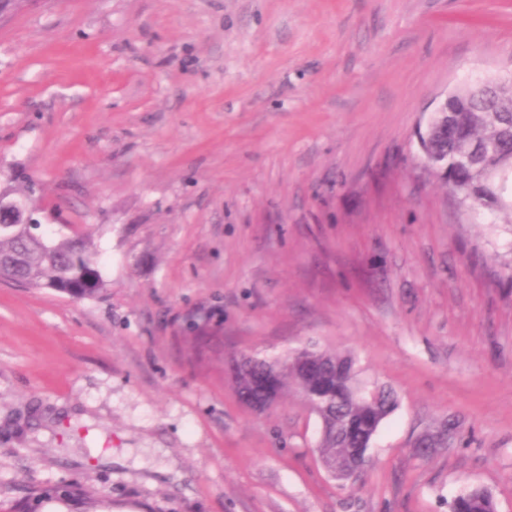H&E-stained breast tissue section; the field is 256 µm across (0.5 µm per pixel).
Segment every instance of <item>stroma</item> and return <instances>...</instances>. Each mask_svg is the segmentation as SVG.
Instances as JSON below:
<instances>
[{
    "instance_id": "obj_1",
    "label": "stroma",
    "mask_w": 512,
    "mask_h": 512,
    "mask_svg": "<svg viewBox=\"0 0 512 512\" xmlns=\"http://www.w3.org/2000/svg\"><path fill=\"white\" fill-rule=\"evenodd\" d=\"M512 74V0H23L0 17V177L100 254L74 300L0 281V512H512V234L418 133ZM206 337L197 346V337ZM313 341L397 399L356 482L294 392L226 362ZM453 434L422 458L438 420ZM53 498H92L88 493L79 485H69L60 487L57 485H47L27 500L24 510L22 512H37L40 505L47 499ZM492 493L480 487L468 489L453 500L452 512H495Z\"/></svg>"
}]
</instances>
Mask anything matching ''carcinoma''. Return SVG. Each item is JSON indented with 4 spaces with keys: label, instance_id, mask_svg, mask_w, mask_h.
<instances>
[{
    "label": "carcinoma",
    "instance_id": "cac0c4a2",
    "mask_svg": "<svg viewBox=\"0 0 512 512\" xmlns=\"http://www.w3.org/2000/svg\"><path fill=\"white\" fill-rule=\"evenodd\" d=\"M474 89L463 88L448 114V143L435 140L434 149H448V192L466 213L497 215L512 234V97L496 98L495 112H477L481 99ZM480 155L469 165L458 164L461 154L474 145ZM38 225L0 232V280L28 288H49L74 300L97 298L107 287L98 252L77 230L57 238L34 233ZM230 378L239 401L249 409L277 405L288 390L299 393L321 424L316 452L330 470H347L369 461L370 441L390 414L394 393L375 387L369 397L361 393L353 358L319 348L314 343L285 356L239 355L229 363ZM448 447V425L424 435L417 451L427 455ZM79 485H47L27 500L23 512H38L53 498H86ZM451 512H495L492 493L468 489L453 500Z\"/></svg>",
    "mask_w": 512,
    "mask_h": 512
}]
</instances>
